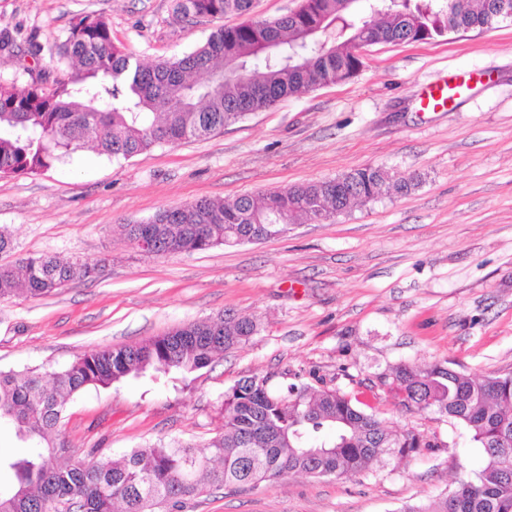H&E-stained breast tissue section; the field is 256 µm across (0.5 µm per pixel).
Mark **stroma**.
I'll use <instances>...</instances> for the list:
<instances>
[{
	"mask_svg": "<svg viewBox=\"0 0 512 512\" xmlns=\"http://www.w3.org/2000/svg\"><path fill=\"white\" fill-rule=\"evenodd\" d=\"M174 0H0V81L54 80L49 52L72 20L104 15L112 40L144 64L190 53L228 14L183 20ZM471 74L438 112L419 94ZM365 166L419 177L328 223L302 221L258 243L159 257L122 233L159 211L332 180ZM0 227L14 262L41 255L102 261L95 280L46 297L0 300V370L63 367L105 346L144 342L219 314L255 318L249 343L189 377L127 378L67 405L62 437L82 458L117 459L158 441L219 432L224 395L323 378L362 393L388 424L434 438L420 454L348 476H289L220 491L185 512H399L452 490L482 465L468 432L432 411L399 412L381 374L453 362L512 372V20L428 43L370 46L351 79L286 98L201 140L131 158L85 150L36 175L0 178Z\"/></svg>",
	"mask_w": 512,
	"mask_h": 512,
	"instance_id": "obj_1",
	"label": "stroma"
}]
</instances>
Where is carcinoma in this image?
Wrapping results in <instances>:
<instances>
[{
    "instance_id": "carcinoma-1",
    "label": "carcinoma",
    "mask_w": 512,
    "mask_h": 512,
    "mask_svg": "<svg viewBox=\"0 0 512 512\" xmlns=\"http://www.w3.org/2000/svg\"><path fill=\"white\" fill-rule=\"evenodd\" d=\"M253 0H176L180 17L245 15ZM300 0L276 20L249 19L219 28L193 52L145 66L112 42L109 20L95 13L72 23L55 45L57 63L74 71L46 90L0 82V178L37 174L86 145L128 159L159 145L224 130L285 97L351 78L363 65L354 42L431 40L460 27H490L508 18L512 0ZM415 178L394 180L376 167L233 199H200L124 225L134 241L149 237L167 256L257 243L305 218L339 216L392 189L406 194ZM100 262L29 257L0 265V299L19 291L47 296L89 281ZM250 317L218 314L143 343L85 353L58 369L0 371V425L19 452L0 455V512H183L214 490L273 484L292 475L343 476L435 448L413 429L394 430L339 388L270 377L236 383L224 398L222 429L202 444L158 442L118 460L76 461L59 438L69 400L149 371L192 374L258 332ZM403 412L435 411L468 430L485 464L446 494L401 512H512V373L466 375L444 361L398 365L380 378Z\"/></svg>"
}]
</instances>
